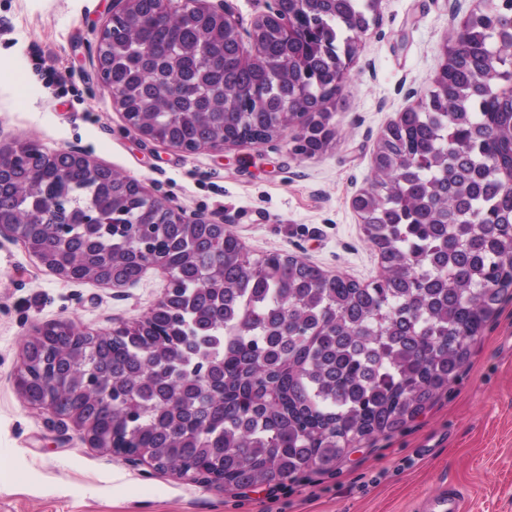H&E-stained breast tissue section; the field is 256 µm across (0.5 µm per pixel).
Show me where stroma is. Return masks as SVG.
I'll use <instances>...</instances> for the list:
<instances>
[{
    "label": "stroma",
    "mask_w": 512,
    "mask_h": 512,
    "mask_svg": "<svg viewBox=\"0 0 512 512\" xmlns=\"http://www.w3.org/2000/svg\"><path fill=\"white\" fill-rule=\"evenodd\" d=\"M475 3L379 0L331 112L335 137L304 157L292 154L290 129L190 153L143 140L98 73L112 0H0V144L81 152L170 205L223 220L251 257L296 255L364 285L379 258L351 201L388 121L426 99L446 37ZM165 287L156 269L127 288L69 281L0 236V512H425L448 486L467 512H512V299L405 427L282 484L225 489L135 466L24 399L15 378L35 325L109 330L143 317Z\"/></svg>",
    "instance_id": "obj_1"
}]
</instances>
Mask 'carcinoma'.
I'll use <instances>...</instances> for the list:
<instances>
[{"label":"carcinoma","mask_w":512,"mask_h":512,"mask_svg":"<svg viewBox=\"0 0 512 512\" xmlns=\"http://www.w3.org/2000/svg\"><path fill=\"white\" fill-rule=\"evenodd\" d=\"M160 0H137L115 24L106 57L121 108L153 138L194 151L233 135L272 138L284 127L288 99L328 106L334 55H353L369 29L373 0L311 5L281 0L290 33L278 25L256 32L260 56L244 59L224 24L195 6L159 21ZM448 42L460 58L449 90H430L432 107L408 112L405 127L377 145V162L360 210L363 232L386 249L377 288L326 282L298 256L241 255L234 232L213 236L203 224H160L156 248L181 269L186 289L177 311L155 315L153 330L89 350L72 373L112 364L102 392L130 389L127 408L112 414L64 378V403L93 423L97 445L130 438L153 448L160 470L194 467L224 472V487L284 482L306 469L326 470L348 449L387 436L414 418L457 376L471 343L504 298L512 297V112L488 102L512 99V5L496 26L474 24ZM221 56L224 70L186 73L177 96L169 77L188 59ZM495 75L488 82L484 77ZM34 141L7 148L3 190L14 193L0 225L49 270L82 266L87 256L133 278L126 226L140 219L141 198L127 176L106 168L84 180L64 157L50 171H31L22 154ZM101 223L89 236L83 210ZM70 218L67 235L53 225ZM205 356L223 365L206 418L178 384L180 369Z\"/></svg>","instance_id":"cac0c4a2"}]
</instances>
